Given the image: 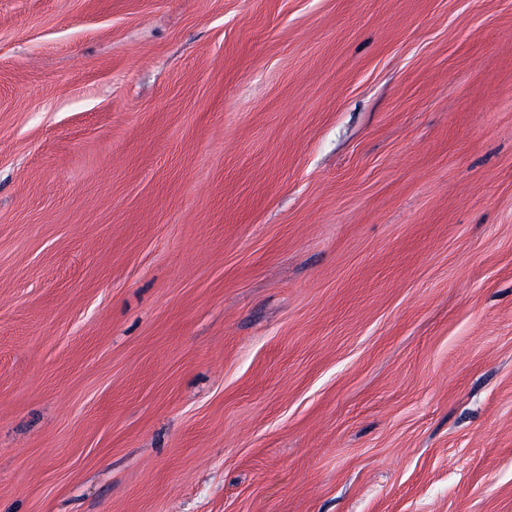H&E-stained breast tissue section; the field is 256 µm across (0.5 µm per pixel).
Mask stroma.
Returning a JSON list of instances; mask_svg holds the SVG:
<instances>
[{"label": "stroma", "instance_id": "obj_1", "mask_svg": "<svg viewBox=\"0 0 512 512\" xmlns=\"http://www.w3.org/2000/svg\"><path fill=\"white\" fill-rule=\"evenodd\" d=\"M0 512H512V0H0Z\"/></svg>", "mask_w": 512, "mask_h": 512}]
</instances>
